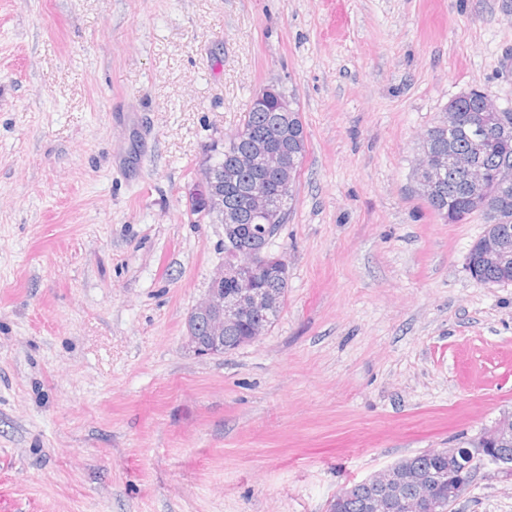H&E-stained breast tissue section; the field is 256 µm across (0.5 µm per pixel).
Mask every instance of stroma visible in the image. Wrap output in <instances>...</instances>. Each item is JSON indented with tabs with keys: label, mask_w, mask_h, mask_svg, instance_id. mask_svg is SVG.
Returning <instances> with one entry per match:
<instances>
[{
	"label": "stroma",
	"mask_w": 512,
	"mask_h": 512,
	"mask_svg": "<svg viewBox=\"0 0 512 512\" xmlns=\"http://www.w3.org/2000/svg\"><path fill=\"white\" fill-rule=\"evenodd\" d=\"M308 147L277 321L197 354L224 259L190 197L254 96ZM512 112V0H0V512H329L512 411V284L415 189L472 89ZM448 512H512L481 468ZM362 481L355 483L352 492L353 485L346 487L336 496L334 502L336 504L343 503L340 506V512H366L365 503L375 494V489L366 483H362Z\"/></svg>",
	"instance_id": "1"
}]
</instances>
